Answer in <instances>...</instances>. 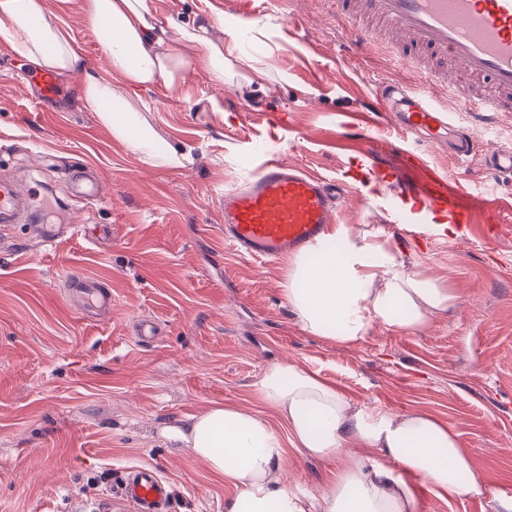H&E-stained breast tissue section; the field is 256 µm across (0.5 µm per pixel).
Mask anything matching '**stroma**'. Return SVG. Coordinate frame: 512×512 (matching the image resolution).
<instances>
[{
	"label": "stroma",
	"instance_id": "35a3bbf8",
	"mask_svg": "<svg viewBox=\"0 0 512 512\" xmlns=\"http://www.w3.org/2000/svg\"><path fill=\"white\" fill-rule=\"evenodd\" d=\"M159 19H206L224 41L239 18L221 0H153ZM243 27L241 58L224 87L190 76L178 88L140 90L154 132L190 152L186 168H149L81 108L80 78L59 77L48 102L34 95L30 64L0 43V174L42 181L47 224L75 225L44 243L27 224H0V512H93L131 466L157 467L170 483V512H225L233 490L166 442L164 428L223 403L276 421L258 394L271 362L317 372L367 409L429 414L458 432L478 474L512 491V174L487 169V150L512 149V112L492 117L467 162L407 134L386 112L363 115V99L385 82L419 77L386 54L341 47L335 0H276ZM63 27L82 54L102 64V34L78 9ZM260 60L263 80L239 85L243 58ZM224 109L216 112L211 99ZM280 115L266 123L264 112ZM371 125L375 162L403 171V150L476 187L490 201L466 237L421 232L416 214L395 219L396 188L350 181L337 221L381 228L405 262L445 279L459 304L429 329L405 334L373 326L347 347L304 332L283 288V263L237 255L224 244L222 195L253 171L252 145L302 170L348 178ZM93 163L103 186L89 203L72 193L76 165ZM400 186V187H401ZM99 277L111 312H82L66 284ZM162 330L149 345L135 320ZM284 465L307 497L331 481L333 464L288 449Z\"/></svg>",
	"mask_w": 512,
	"mask_h": 512
}]
</instances>
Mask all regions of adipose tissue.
<instances>
[{
  "label": "adipose tissue",
  "mask_w": 512,
  "mask_h": 512,
  "mask_svg": "<svg viewBox=\"0 0 512 512\" xmlns=\"http://www.w3.org/2000/svg\"><path fill=\"white\" fill-rule=\"evenodd\" d=\"M74 3L104 33L103 70L87 64L61 25ZM228 36V44L214 42L201 22L164 27L152 0H0V42L35 67L80 75L81 107L150 168L182 167L191 156L161 146L137 90L159 83L176 88L190 72L223 86L227 58L238 51L237 28ZM121 86L126 95L118 94ZM286 282L284 295L301 328L345 346L362 341L377 323L424 331L459 299L440 278L406 266L383 230L345 225L289 256ZM258 392L281 429L260 414L216 404L164 432L233 487L226 512H417L422 485L439 496L488 498L497 512H512V492L479 476L458 434L430 415L359 407L285 360L266 367ZM289 446L335 463L336 478L319 501L290 489L283 466Z\"/></svg>",
  "instance_id": "1"
}]
</instances>
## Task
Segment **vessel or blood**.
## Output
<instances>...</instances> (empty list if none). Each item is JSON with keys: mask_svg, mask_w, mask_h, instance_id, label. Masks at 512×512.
Wrapping results in <instances>:
<instances>
[{"mask_svg": "<svg viewBox=\"0 0 512 512\" xmlns=\"http://www.w3.org/2000/svg\"><path fill=\"white\" fill-rule=\"evenodd\" d=\"M345 12L342 38L347 48H382L395 62L420 73L421 87L398 82L380 85L370 112L392 113L405 131L449 143L457 156L471 155L476 140L457 126L447 108L428 93L442 86L462 111L480 115L512 112V0H336ZM364 150L357 181L383 186L400 182V173L374 164ZM254 177L224 195V242L237 254L273 260L307 248L337 221L336 199L344 184L308 174L268 152H255ZM427 223L454 224L467 231L475 210L485 207L482 193L452 186L448 176L428 171L423 186L405 191ZM16 185L0 178V222H35L30 203ZM83 308L107 310L112 294L94 277L69 281ZM171 487L152 466H133L107 503L108 512H170Z\"/></svg>", "mask_w": 512, "mask_h": 512, "instance_id": "vessel-or-blood-1", "label": "vessel or blood"}]
</instances>
